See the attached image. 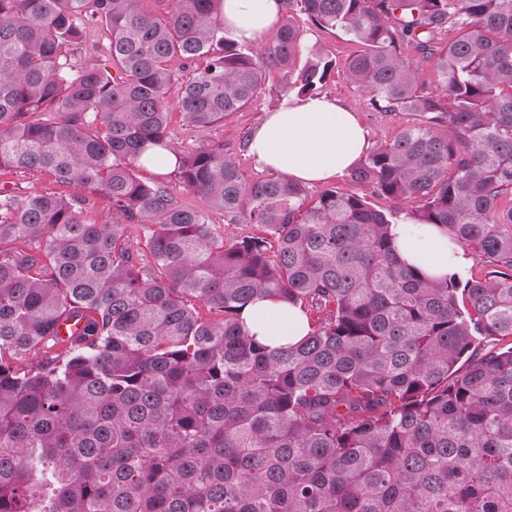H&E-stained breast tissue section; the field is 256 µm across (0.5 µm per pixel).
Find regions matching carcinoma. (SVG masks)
Segmentation results:
<instances>
[{
	"label": "carcinoma",
	"mask_w": 512,
	"mask_h": 512,
	"mask_svg": "<svg viewBox=\"0 0 512 512\" xmlns=\"http://www.w3.org/2000/svg\"><path fill=\"white\" fill-rule=\"evenodd\" d=\"M141 2L0 0V167L93 190L0 189V512H512V0H281L258 51L223 0ZM297 15L359 46L344 75L373 109L422 117L350 180L492 270L433 280L365 197L247 185L224 143L173 141L171 108L204 131L271 68L319 93L336 62L294 69ZM90 17L107 51L79 65ZM175 57L207 62L179 84ZM165 153L200 206L138 176ZM211 209L277 250L224 242ZM260 293L324 318L265 345L241 324Z\"/></svg>",
	"instance_id": "1"
}]
</instances>
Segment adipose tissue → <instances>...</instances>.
I'll list each match as a JSON object with an SVG mask.
<instances>
[{"mask_svg":"<svg viewBox=\"0 0 512 512\" xmlns=\"http://www.w3.org/2000/svg\"><path fill=\"white\" fill-rule=\"evenodd\" d=\"M279 0H224V26L240 43L273 34ZM263 167L302 183H323L354 166L370 148L369 133L351 108L322 94L285 98L266 113L247 144ZM399 257L421 267L431 277L465 272L471 264L466 250L447 229L415 224L408 219L391 225ZM245 330L267 345L297 343L309 331L305 312L280 300L264 297L242 312Z\"/></svg>","mask_w":512,"mask_h":512,"instance_id":"adipose-tissue-1","label":"adipose tissue"}]
</instances>
